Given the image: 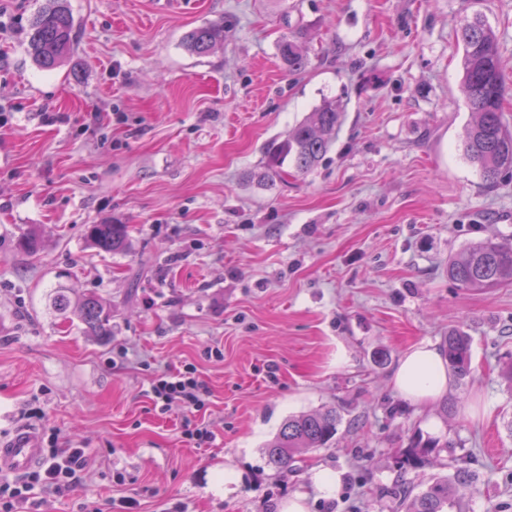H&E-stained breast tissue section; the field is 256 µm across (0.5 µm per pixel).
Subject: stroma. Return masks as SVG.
Listing matches in <instances>:
<instances>
[{"label":"stroma","instance_id":"stroma-1","mask_svg":"<svg viewBox=\"0 0 512 512\" xmlns=\"http://www.w3.org/2000/svg\"><path fill=\"white\" fill-rule=\"evenodd\" d=\"M46 4L0 0V436L54 431L92 460L25 512H281L297 493L308 512H402L399 490L460 467L466 512H512V285L448 276L470 242L512 246V171L490 187L462 156L456 43L464 17L494 28L512 124V0H67L75 54L51 71L26 37ZM212 22L223 42L190 54L184 35ZM297 29L309 65L292 75L277 45ZM326 98L344 117L318 166L254 183L267 144ZM92 224L127 225L128 249L91 246ZM60 283L106 303L108 336L61 321ZM452 328L473 373L416 410L396 367ZM187 363L211 392L202 446L150 394ZM331 408L330 444L272 468L284 420Z\"/></svg>","mask_w":512,"mask_h":512}]
</instances>
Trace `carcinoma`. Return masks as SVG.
<instances>
[{"mask_svg": "<svg viewBox=\"0 0 512 512\" xmlns=\"http://www.w3.org/2000/svg\"><path fill=\"white\" fill-rule=\"evenodd\" d=\"M74 19L65 0H50L35 17L27 35L30 54L44 70L57 68L74 53ZM224 40V25L208 23L191 30L186 36L187 49L205 56ZM462 46V87L472 112L464 155L482 173L485 183L493 186L499 176L512 170V128L503 121V103L507 89L500 69V53L493 29L481 18L466 21L457 31ZM283 67L290 73L308 65L305 35L292 31L278 44ZM342 119V110L333 99H325L306 119L297 124L282 140L273 141L266 150L264 179L281 175L289 163L298 173H309L335 141ZM87 237L92 246L104 252H117L127 245L125 224H92ZM448 276L467 289L492 290L512 285V248L494 238H486L466 247L448 260ZM52 305L56 312L70 321H78L89 336L110 335L111 312L100 298L86 294L73 299L66 287L56 288ZM472 342L470 336L457 329L444 337V353L448 367L460 380L472 373ZM340 416L334 410L290 416L266 447L269 464L286 470L302 448H322L336 435ZM474 477L460 468L453 477H439L416 494L408 512H444L453 505L457 486L473 485Z\"/></svg>", "mask_w": 512, "mask_h": 512, "instance_id": "obj_1", "label": "carcinoma"}]
</instances>
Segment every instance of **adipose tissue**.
Masks as SVG:
<instances>
[{
	"instance_id": "ef3b65f1",
	"label": "adipose tissue",
	"mask_w": 512,
	"mask_h": 512,
	"mask_svg": "<svg viewBox=\"0 0 512 512\" xmlns=\"http://www.w3.org/2000/svg\"><path fill=\"white\" fill-rule=\"evenodd\" d=\"M395 390L410 405L425 407L447 393L451 378L436 346L412 348L401 359L393 378Z\"/></svg>"
}]
</instances>
